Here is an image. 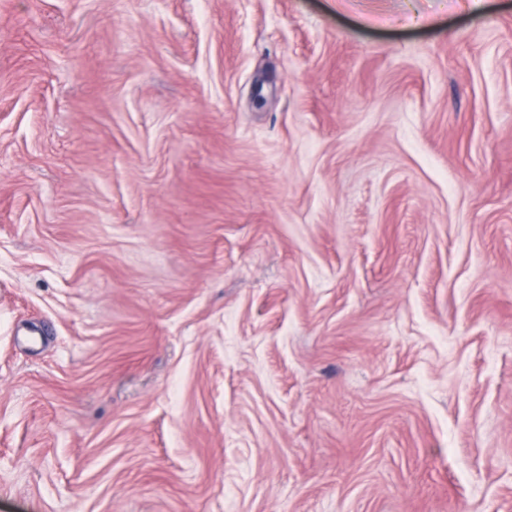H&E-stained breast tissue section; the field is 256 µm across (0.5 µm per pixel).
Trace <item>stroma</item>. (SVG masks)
Segmentation results:
<instances>
[{"label": "stroma", "mask_w": 512, "mask_h": 512, "mask_svg": "<svg viewBox=\"0 0 512 512\" xmlns=\"http://www.w3.org/2000/svg\"><path fill=\"white\" fill-rule=\"evenodd\" d=\"M0 512H512V0H0Z\"/></svg>", "instance_id": "obj_1"}]
</instances>
